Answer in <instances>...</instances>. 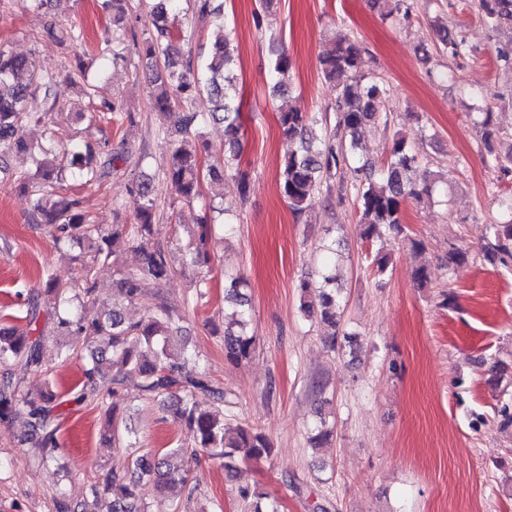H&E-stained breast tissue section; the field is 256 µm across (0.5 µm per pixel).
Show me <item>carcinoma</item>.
I'll use <instances>...</instances> for the list:
<instances>
[{
  "mask_svg": "<svg viewBox=\"0 0 512 512\" xmlns=\"http://www.w3.org/2000/svg\"><path fill=\"white\" fill-rule=\"evenodd\" d=\"M374 5L384 8L385 16L401 13L406 18L411 11L408 0H374ZM149 7L153 30L143 53L152 67V105L163 116L175 109L180 114L175 131H163L168 152L163 177L177 199L189 203L200 195L202 162L197 145L207 120L224 124L226 133L224 161L208 166L211 179L224 181V168L241 160L235 48L223 37L213 44L206 58L196 61L183 52L185 36L175 26L179 0H152ZM479 8L493 28L512 24V0H479ZM40 37L61 44L84 43V32L76 25H51ZM439 41L452 58L466 52L464 41L446 29L440 33ZM274 56L273 93L283 94L292 62L284 52ZM319 65L323 79L336 91V131L316 141L309 134V127L315 122L310 113L296 105L281 108L278 124L288 138L298 141V149L284 160L280 191L293 213L300 215L308 207L311 195L321 187H326L329 195L335 189L344 191V184L336 186L334 179L347 171L366 238L400 236L405 229V204L431 194L435 180L428 173L419 180L409 177V171L418 168V156L408 138L399 132L391 139L385 164L377 167L370 162H356L359 130L371 123L388 124V113L376 111L374 103L389 92L384 84L362 71L358 42H334L319 58ZM54 86V74L36 70L29 57L0 45V157L27 153L35 166L33 176L14 179L11 189L29 198L32 221L51 227L57 244L87 247L78 256L81 274L77 280L63 285L49 279L43 287L27 293L26 326L0 322V365L5 366L0 375V425L24 416L28 427L25 442L33 455L43 463L59 464L64 476H70V469L59 463L63 402L54 386L52 368L45 361L48 336L44 332L49 329L63 337L56 343L58 360L67 362L90 352L83 379L68 392V402L99 408L108 420L106 447L122 448L128 453L126 469L103 472L89 485L90 499L82 512H183L182 499H191L193 488L189 486L188 469L173 466L172 459L187 462L205 455L219 461L226 475L234 477L240 464L269 458L273 443L249 423L240 424L233 431L226 428V420L236 416L235 403L223 387L210 379L200 354L174 350L171 333L180 317L165 303L149 305L134 322L125 321L121 309L99 304L95 270L116 264L119 253L126 248L139 254V265L133 271L120 273L116 286L130 302L143 297L148 283L171 278L177 268L171 246L156 238L157 194L150 180H131L129 200L116 203L115 211L132 208L134 222L110 228L90 223L82 200L64 192L65 172L87 183H103L122 159L125 140L101 152L95 166L94 150L89 145L83 150L77 145L72 147L67 164H57L53 150L57 130H51L47 145H36L27 137L30 126H43L50 120L55 106ZM104 89L102 81L86 80L81 92L90 100H99V111L109 114V120L118 127L135 126L134 114L124 111L122 104ZM201 91L208 93L212 103L206 116L192 108L193 99ZM474 124L480 128L484 144L491 146L496 139L491 113H479ZM213 223L208 212L200 218L195 246L182 254V266L209 263ZM483 252L492 265L507 266L512 262V220L487 225ZM318 277L317 281L308 277L299 280L300 309L307 317H318L331 327V332L323 336L327 348L334 351L351 347L356 337L340 330L337 310L341 301L336 289L330 287L336 277L324 269ZM244 287L246 281L241 277L224 286V303L237 309L241 316L247 305ZM237 325L236 330H212L224 346V359L235 365L251 359L257 351V339L245 331L244 321H237ZM34 374L44 376L46 381L45 389L36 394L25 390L27 379ZM199 395L210 399L209 409H200ZM135 400L156 404L162 419L192 433L193 444L160 451L138 446L131 440L126 424L130 403ZM172 486L186 493V497L164 495V489ZM240 497L246 512H278L277 505L255 488H240Z\"/></svg>",
  "mask_w": 512,
  "mask_h": 512,
  "instance_id": "cac0c4a2",
  "label": "carcinoma"
}]
</instances>
